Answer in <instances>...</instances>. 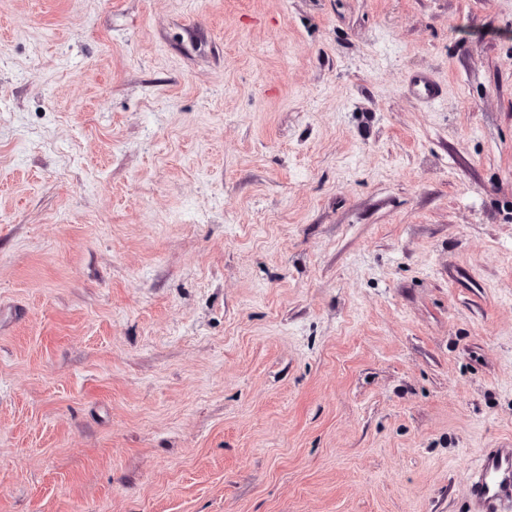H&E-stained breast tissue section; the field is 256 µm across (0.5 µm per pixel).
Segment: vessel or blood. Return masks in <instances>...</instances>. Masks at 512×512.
<instances>
[{
	"instance_id": "b4317fda",
	"label": "vessel or blood",
	"mask_w": 512,
	"mask_h": 512,
	"mask_svg": "<svg viewBox=\"0 0 512 512\" xmlns=\"http://www.w3.org/2000/svg\"><path fill=\"white\" fill-rule=\"evenodd\" d=\"M466 481L471 512H512V448L484 449L479 467Z\"/></svg>"
}]
</instances>
